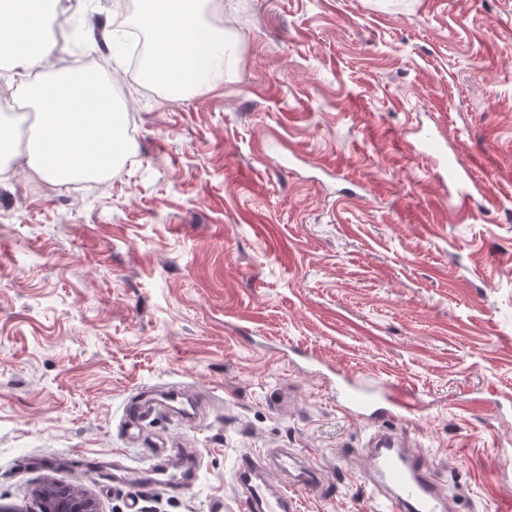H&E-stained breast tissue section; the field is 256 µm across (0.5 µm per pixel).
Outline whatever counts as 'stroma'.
Here are the masks:
<instances>
[{
    "label": "stroma",
    "mask_w": 512,
    "mask_h": 512,
    "mask_svg": "<svg viewBox=\"0 0 512 512\" xmlns=\"http://www.w3.org/2000/svg\"><path fill=\"white\" fill-rule=\"evenodd\" d=\"M137 136L90 185L0 182V512L47 482L99 512H239L235 466L285 448L321 469L299 512H377L336 405L345 373L421 399L382 419L456 512L512 497V0H208L224 74L174 100L103 37L111 0H61ZM440 125L489 200L435 209ZM177 387L139 438L129 399ZM292 391L283 403V391ZM188 448L191 489L113 482ZM137 397L138 395L127 404L124 413V428L130 434L139 430V426L145 420L146 415L159 406V402H164L168 407L174 408V406L169 403H176L179 401L181 405L179 410L185 415H193V412L190 410H194L195 408V400L193 397L179 391L166 392L163 400H159L157 397L153 396L143 397L140 399H137Z\"/></svg>",
    "instance_id": "stroma-1"
}]
</instances>
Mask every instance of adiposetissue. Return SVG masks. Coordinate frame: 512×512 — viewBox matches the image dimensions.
Segmentation results:
<instances>
[{
  "mask_svg": "<svg viewBox=\"0 0 512 512\" xmlns=\"http://www.w3.org/2000/svg\"><path fill=\"white\" fill-rule=\"evenodd\" d=\"M60 0H0V57L13 70V98L36 111L28 147L29 165L42 180L60 185L109 173L128 150L126 112L110 87L80 74L52 82L30 73L47 69L53 46L44 35ZM143 21L153 48L143 77L160 82L174 96L207 86L224 63V38L209 30L203 0H145Z\"/></svg>",
  "mask_w": 512,
  "mask_h": 512,
  "instance_id": "ef3b65f1",
  "label": "adipose tissue"
}]
</instances>
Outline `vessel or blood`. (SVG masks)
<instances>
[{
  "instance_id": "vessel-or-blood-1",
  "label": "vessel or blood",
  "mask_w": 512,
  "mask_h": 512,
  "mask_svg": "<svg viewBox=\"0 0 512 512\" xmlns=\"http://www.w3.org/2000/svg\"><path fill=\"white\" fill-rule=\"evenodd\" d=\"M419 146L423 153L443 160L442 166L434 172L440 188V204L446 205L457 217H471L475 194L485 191L484 185L472 178V163L449 154L448 139L438 128L420 141ZM162 402L180 403L185 412L195 407L193 397L179 391L166 392L161 399L136 398L126 406L125 430L130 433L138 430L147 414ZM336 404L362 418L369 414L405 418L419 411L416 397L398 384L386 381L372 387L356 378L344 380L336 392ZM293 466V454L280 449L243 458L235 474L243 512H293L295 503L291 489L304 487L317 491L323 488L319 470L305 468L297 472ZM272 467L289 474L285 485L276 487L268 481L267 473ZM432 470L431 461L406 445L394 431H376L366 448L363 473L382 498V512H446L447 496L434 479Z\"/></svg>"
}]
</instances>
